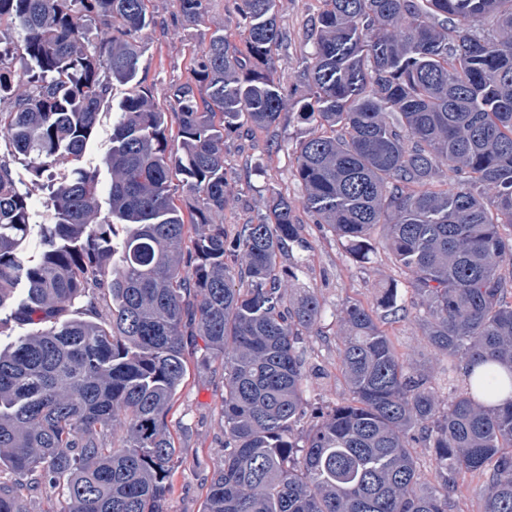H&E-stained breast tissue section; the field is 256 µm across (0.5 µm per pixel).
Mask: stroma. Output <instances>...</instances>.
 Wrapping results in <instances>:
<instances>
[{
    "mask_svg": "<svg viewBox=\"0 0 512 512\" xmlns=\"http://www.w3.org/2000/svg\"><path fill=\"white\" fill-rule=\"evenodd\" d=\"M322 8V0H275L274 10L284 41L274 51L271 65L287 102L276 127H248L243 135L233 134L225 139L228 185L223 222L225 232L231 235L238 225L264 215L272 194H282L293 203L299 240L292 246L287 264L297 267L298 272L287 289L292 295L309 290L317 296L323 310L321 322L306 338L307 362L315 374L307 382L305 397L312 404L331 405L349 396L339 369V311L343 304L356 302L376 308L386 288L397 289L399 303L407 306L412 305L414 297L406 272L382 243V231H375L378 245L367 259L354 260L345 244L328 228L315 224L302 204L305 192L296 176L294 151L314 131L313 124L302 116L313 101V89L304 73L313 49L312 25ZM149 17L151 23L140 41V66L132 86L147 91L154 105L165 112L171 109V87L191 80L193 58L214 33H223L237 46L244 40L237 0H210L203 21L195 25L182 21L177 0H151ZM129 87H114L112 100L103 106L94 137L81 159L83 168L99 170V188L103 191L110 184V177L102 173L101 166L112 147V115ZM0 159L8 161L17 185L28 192L29 234L24 254L36 256L42 247L43 229L52 221L47 206L49 192L33 185L27 161L14 154L2 132ZM380 326L399 354L425 368L440 401H447L448 364L428 345L418 325L400 318L381 321ZM202 346L198 339L186 347V380L167 417L181 446L167 501L168 512H201L211 475L224 459V372L217 363L197 365L195 358Z\"/></svg>",
    "mask_w": 512,
    "mask_h": 512,
    "instance_id": "stroma-1",
    "label": "stroma"
}]
</instances>
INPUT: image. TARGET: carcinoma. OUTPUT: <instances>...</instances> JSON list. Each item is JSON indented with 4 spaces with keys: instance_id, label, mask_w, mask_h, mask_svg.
<instances>
[{
    "instance_id": "carcinoma-1",
    "label": "carcinoma",
    "mask_w": 512,
    "mask_h": 512,
    "mask_svg": "<svg viewBox=\"0 0 512 512\" xmlns=\"http://www.w3.org/2000/svg\"><path fill=\"white\" fill-rule=\"evenodd\" d=\"M308 82L315 132L296 151L303 206L358 259L382 227L414 315L463 375L440 406L373 310L341 311L350 397L306 404L304 334L317 297L282 289L299 240L288 198L234 236L224 137L275 125L282 87L273 0H239L245 48L213 35L168 113L134 89L96 174L74 166L49 198L33 259L27 196L0 161V311L35 326L0 350V512H166L178 462L167 415L200 361L224 367V462L201 512H452L461 473L486 478L484 512H512V0H322ZM149 0H0V127L34 182L78 162L116 84L131 82ZM182 21L206 0H178ZM23 61L18 92L10 59ZM197 199L176 205L173 178ZM25 295L15 298L19 284ZM84 315L65 317L76 303ZM377 307L407 310L387 288ZM429 448L424 482L412 449Z\"/></svg>"
}]
</instances>
